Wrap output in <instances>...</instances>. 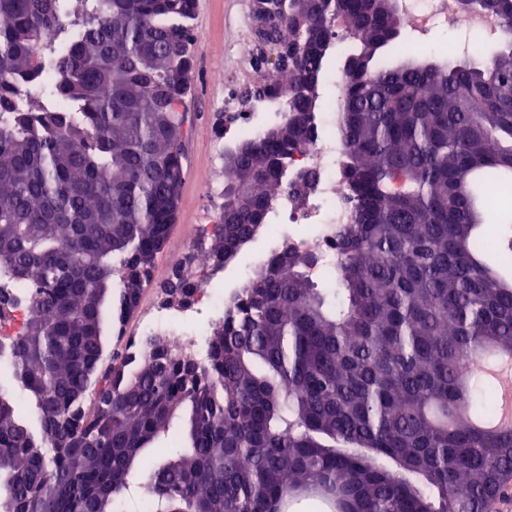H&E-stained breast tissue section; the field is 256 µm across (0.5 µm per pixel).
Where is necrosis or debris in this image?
<instances>
[{"instance_id":"necrosis-or-debris-1","label":"necrosis or debris","mask_w":512,"mask_h":512,"mask_svg":"<svg viewBox=\"0 0 512 512\" xmlns=\"http://www.w3.org/2000/svg\"><path fill=\"white\" fill-rule=\"evenodd\" d=\"M401 20L412 36L411 47L420 50L429 30L436 25L448 26L463 33L479 32L494 37L499 21L491 15L465 14L456 0H401ZM336 114L329 101H322L315 114L316 134L313 142L288 163L289 170H308L313 181L303 202H296L289 187H282L271 214L274 224H312L316 230L309 235L290 234L279 237L278 248L293 247L298 251L316 252L320 260L310 267L311 279L323 280L329 269L327 261L336 252V227L346 223L349 205L341 175L342 137L335 127ZM193 236H186L174 258L175 264H189L199 287L191 306L181 310L161 309L148 314L140 324L142 335L166 333L181 336L187 342L186 355L200 358L207 350V319L214 311L230 303L231 292L224 288V276L208 254L192 249Z\"/></svg>"}]
</instances>
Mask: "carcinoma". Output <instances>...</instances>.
<instances>
[{
    "label": "carcinoma",
    "mask_w": 512,
    "mask_h": 512,
    "mask_svg": "<svg viewBox=\"0 0 512 512\" xmlns=\"http://www.w3.org/2000/svg\"><path fill=\"white\" fill-rule=\"evenodd\" d=\"M512 34V0H459ZM196 0H0V512H117L142 472L152 512H484L512 483V423L480 405L512 353V43L481 67L400 52L399 0H255L254 104L286 119L224 149L234 261L314 139L343 22L336 99L350 221L331 287L316 253L273 252L214 324L204 361L159 335L105 358L137 306L183 185ZM56 44H43L49 30ZM55 75L48 109L21 83ZM288 276H283V269ZM33 406L37 426L19 416Z\"/></svg>",
    "instance_id": "1"
}]
</instances>
